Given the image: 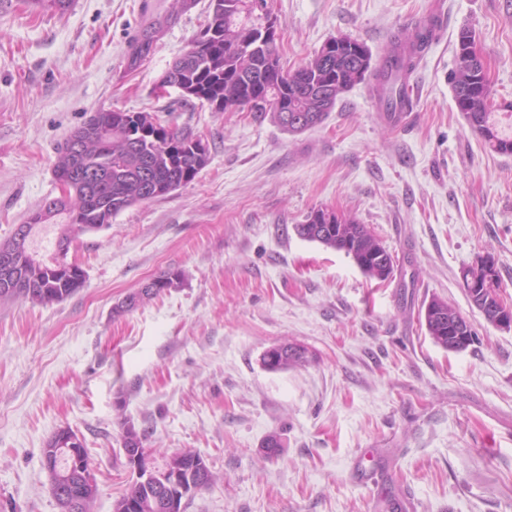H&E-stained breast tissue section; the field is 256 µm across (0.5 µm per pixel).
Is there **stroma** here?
<instances>
[{"label":"stroma","instance_id":"35a3bbf8","mask_svg":"<svg viewBox=\"0 0 512 512\" xmlns=\"http://www.w3.org/2000/svg\"><path fill=\"white\" fill-rule=\"evenodd\" d=\"M208 0H72L65 12L0 0V242L58 196V148L90 113L120 109L191 127L210 161L169 195L80 236L84 288L53 304L0 300V512H60L42 450L82 439L113 512L132 477L123 422L151 429L157 460L192 450L214 483L185 512H512V329L486 322L463 268L497 260L512 305V155L486 149L451 77L470 29L496 107L512 103V0H272L294 69L331 38L380 59L429 15L441 30L412 79L404 128L380 116L371 81L298 134L270 117L217 112L157 92L207 21ZM172 23L133 72L136 35ZM355 216L394 259L385 282L296 231L314 209ZM167 271L177 287L116 317ZM440 298L474 324L461 352L418 315ZM289 341L305 365L261 356ZM282 448L266 455V436Z\"/></svg>","mask_w":512,"mask_h":512}]
</instances>
